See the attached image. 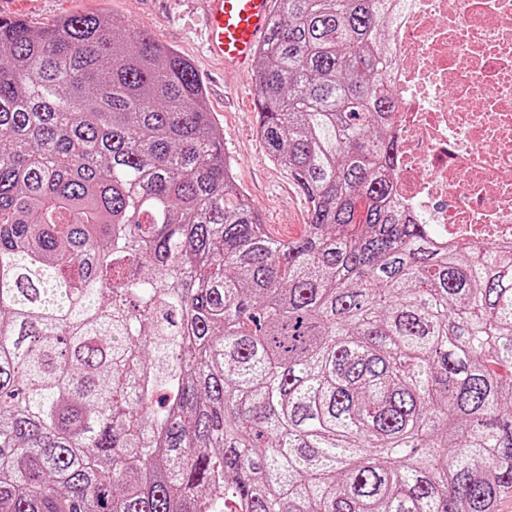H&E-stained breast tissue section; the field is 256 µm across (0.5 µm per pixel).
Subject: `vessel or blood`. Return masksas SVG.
<instances>
[{
	"label": "vessel or blood",
	"instance_id": "obj_1",
	"mask_svg": "<svg viewBox=\"0 0 512 512\" xmlns=\"http://www.w3.org/2000/svg\"><path fill=\"white\" fill-rule=\"evenodd\" d=\"M275 0H207V50L228 71L248 69L266 38Z\"/></svg>",
	"mask_w": 512,
	"mask_h": 512
}]
</instances>
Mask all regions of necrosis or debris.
<instances>
[{
  "instance_id": "4bbe7bcc",
  "label": "necrosis or debris",
  "mask_w": 512,
  "mask_h": 512,
  "mask_svg": "<svg viewBox=\"0 0 512 512\" xmlns=\"http://www.w3.org/2000/svg\"><path fill=\"white\" fill-rule=\"evenodd\" d=\"M393 196L444 243L512 245V0H401Z\"/></svg>"
}]
</instances>
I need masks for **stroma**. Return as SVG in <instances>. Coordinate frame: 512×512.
<instances>
[{"label": "stroma", "mask_w": 512, "mask_h": 512, "mask_svg": "<svg viewBox=\"0 0 512 512\" xmlns=\"http://www.w3.org/2000/svg\"><path fill=\"white\" fill-rule=\"evenodd\" d=\"M206 0H0L6 15L40 26L68 14L98 12L140 28L187 58L206 87V98L237 184L261 213L267 230L288 239L303 233L309 204L267 157L257 131L255 69L224 71L203 51Z\"/></svg>", "instance_id": "stroma-1"}]
</instances>
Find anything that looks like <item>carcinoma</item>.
<instances>
[{"mask_svg": "<svg viewBox=\"0 0 512 512\" xmlns=\"http://www.w3.org/2000/svg\"><path fill=\"white\" fill-rule=\"evenodd\" d=\"M392 0H277L273 237L190 61L97 13L0 20V512H498L512 249L392 198Z\"/></svg>", "mask_w": 512, "mask_h": 512, "instance_id": "1", "label": "carcinoma"}]
</instances>
